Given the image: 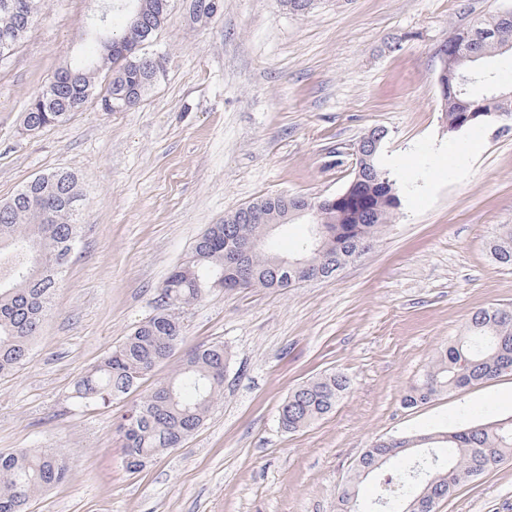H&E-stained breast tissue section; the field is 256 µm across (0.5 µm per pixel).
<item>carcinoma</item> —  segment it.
<instances>
[{"instance_id":"1","label":"carcinoma","mask_w":512,"mask_h":512,"mask_svg":"<svg viewBox=\"0 0 512 512\" xmlns=\"http://www.w3.org/2000/svg\"><path fill=\"white\" fill-rule=\"evenodd\" d=\"M170 0H108L105 11L112 14L132 2L158 30ZM38 0H0V59L9 56L33 25ZM476 32L454 30L456 53L463 60L466 80L459 93L448 96L444 120L459 125L460 114L469 108L506 110L512 116V91L498 83L488 63L503 55L501 47L512 42V11L474 25ZM97 39L109 37L126 50L133 43L129 28L116 33L105 22L93 28ZM145 54L129 56L117 52L107 58L112 73L101 97L110 112L113 95L124 91L140 101L164 69L153 71L141 64ZM94 60L73 66L75 83L67 93L47 86L39 92L40 106L29 102L23 125L37 133L63 122L78 111L95 88ZM26 199L12 197L0 203V376L23 366L44 316L50 310L59 274L66 268L79 241L81 225L74 210L64 202L78 190L73 172L50 184L28 182L22 187ZM265 219L256 224H234L233 236L249 237L262 246L248 262L251 286L284 288L283 272L273 273L271 255L277 253L266 225L279 221L289 201L275 195L257 199ZM401 206L397 179L384 170L379 160L355 190L339 204L320 213L318 223L294 255L321 269L326 278L336 276L338 265L353 262L356 245L372 247L385 224ZM489 253L500 267H512V224H498L489 242ZM197 269V281L182 274L186 266ZM224 266V225L212 224L196 242L187 260L166 279L153 314L141 322L99 364L74 386L75 399L83 404H109L134 390L158 364L168 359L183 338L180 309L217 287ZM230 363L222 343L197 346L179 368L152 391L134 402L122 416L119 433L125 448L127 469L142 470L156 455L177 448L196 432L207 414L224 394V375ZM512 371V307H487L474 312L465 332L442 349L431 361L421 383L405 401L409 405L439 394L465 388ZM349 389L347 378L336 372L308 381L293 390L279 410V424L296 432L335 409ZM512 456V416L488 422H463L451 430L416 433L380 439L360 457L345 488L342 501L350 504L359 484L385 468L389 480L377 488L373 512H435L439 502L452 495L460 483L495 470ZM68 458L57 448L0 450V512H26L38 492L67 481Z\"/></svg>"}]
</instances>
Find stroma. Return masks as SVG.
Instances as JSON below:
<instances>
[{"mask_svg": "<svg viewBox=\"0 0 512 512\" xmlns=\"http://www.w3.org/2000/svg\"><path fill=\"white\" fill-rule=\"evenodd\" d=\"M103 0H40L0 60V201L73 171L81 242L28 362L0 377V448H59L68 480L29 512H336L375 441L512 415V373L404 401L475 311L512 306V270L492 263L495 225L512 224V120L449 132L435 56L452 29L512 11V0H221L192 23L171 0L148 46L165 76L134 106L89 97L65 122L23 128L29 100L63 67L100 56ZM401 206L371 250L336 278L292 288H213L182 313L184 340L133 395L75 401V383L152 314L170 272L209 225L276 194L343 192L337 153L372 128ZM231 354L224 396L202 427L142 471L124 464L118 421L190 350ZM338 372L332 413L289 433L292 390ZM438 512H512V457L461 483Z\"/></svg>", "mask_w": 512, "mask_h": 512, "instance_id": "stroma-1", "label": "stroma"}]
</instances>
